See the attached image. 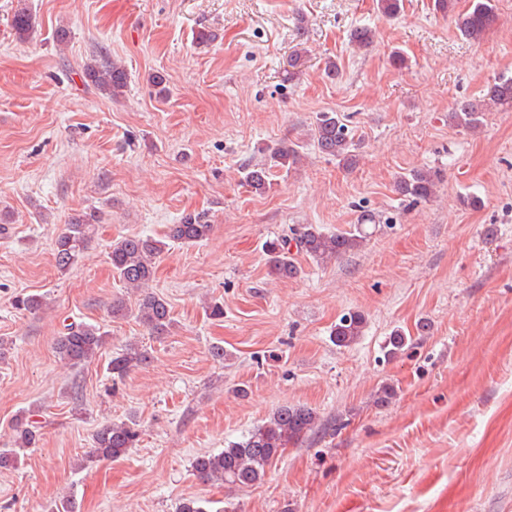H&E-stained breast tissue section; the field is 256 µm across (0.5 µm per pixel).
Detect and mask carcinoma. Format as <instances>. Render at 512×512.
I'll list each match as a JSON object with an SVG mask.
<instances>
[{
	"label": "carcinoma",
	"instance_id": "carcinoma-1",
	"mask_svg": "<svg viewBox=\"0 0 512 512\" xmlns=\"http://www.w3.org/2000/svg\"><path fill=\"white\" fill-rule=\"evenodd\" d=\"M457 0H434L435 11L444 15L456 13L460 34L479 41L496 21L492 0H474L469 9L455 12ZM33 16L25 9L14 13L13 29L19 38H27L34 30ZM84 79L111 97L119 96L127 87L126 70L109 57L89 63L83 71ZM492 106L512 108V76H500L489 87L487 94L478 100L464 99L456 102L448 113L449 121L468 132L477 131L483 124L485 112ZM313 142L319 152L338 159L350 168L355 163L352 154L351 130L343 115L337 112H321L316 117ZM300 160L295 149H277L268 158L242 168V180L251 192L264 194L271 188V170H290ZM441 181L437 170L416 169L400 175L396 181L397 193L412 203L427 201L436 195ZM96 212L85 213L71 219L54 242L56 267L65 272L78 263L91 240ZM373 222V216L362 217V223L336 233L326 232L315 224H304L290 229V235L270 240L265 245L269 257L270 273L278 279H295L301 273L294 253L305 255L316 264L335 260L363 247L369 237L365 223ZM212 225L197 214L184 215L179 223L168 226L167 241L148 236H127L112 243L108 259L120 282L136 290L154 280L157 257L167 247V242L195 244L207 239ZM136 316L149 331L156 334L167 332L173 325L168 302L153 292H145L138 299ZM365 316L359 311L342 315L331 331L339 347L357 342L363 336ZM105 333L94 325L69 323L56 340V352L60 359L72 367L90 362L101 349ZM148 359L146 351L130 345L112 357L108 364L114 379L126 377L133 369ZM318 427L317 414L302 405H283L273 411L266 421L254 427L247 436L230 442L217 454L196 457L192 466L205 481H222L232 488H248L261 483L267 469L291 446L302 443ZM14 447L0 451V469L16 467L20 452L32 448L38 441V430L31 422L20 418L15 423ZM139 439L136 423L112 422L93 435V452L88 457L117 460L135 447Z\"/></svg>",
	"mask_w": 512,
	"mask_h": 512
}]
</instances>
